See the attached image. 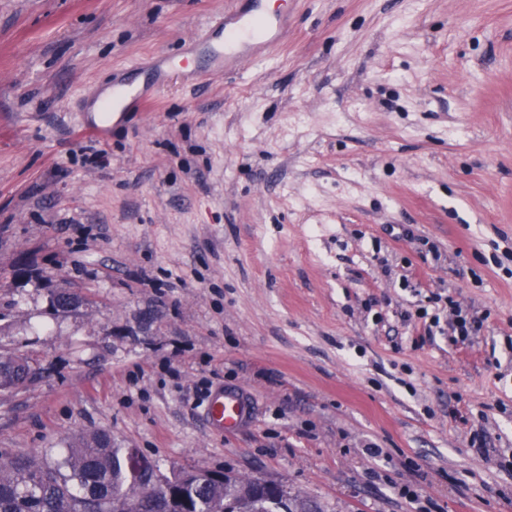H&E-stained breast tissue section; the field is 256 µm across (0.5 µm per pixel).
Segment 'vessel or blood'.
I'll return each mask as SVG.
<instances>
[{
  "label": "vessel or blood",
  "instance_id": "obj_1",
  "mask_svg": "<svg viewBox=\"0 0 512 512\" xmlns=\"http://www.w3.org/2000/svg\"><path fill=\"white\" fill-rule=\"evenodd\" d=\"M287 23V12L269 10L266 0H249L247 7L215 18L204 35L188 41L181 56L161 58L155 68L145 73L143 80L113 81L112 97L104 102L102 109L121 116L140 108L147 99L148 87L160 86L171 72L196 65L201 59L213 71L242 65L282 41ZM252 410L251 400L237 390L219 386L206 398L205 416L217 435L240 430Z\"/></svg>",
  "mask_w": 512,
  "mask_h": 512
}]
</instances>
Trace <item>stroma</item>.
<instances>
[{"label": "stroma", "mask_w": 512, "mask_h": 512, "mask_svg": "<svg viewBox=\"0 0 512 512\" xmlns=\"http://www.w3.org/2000/svg\"><path fill=\"white\" fill-rule=\"evenodd\" d=\"M243 4L0 0V354L36 372L0 454L104 431L325 512H512V0H288L280 45L170 74L88 162L111 74ZM437 295L470 340L425 334ZM205 416L211 431L224 436L240 430L252 414V402L241 391L218 386L206 398Z\"/></svg>", "instance_id": "obj_1"}]
</instances>
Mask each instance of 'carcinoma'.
<instances>
[{"mask_svg": "<svg viewBox=\"0 0 512 512\" xmlns=\"http://www.w3.org/2000/svg\"><path fill=\"white\" fill-rule=\"evenodd\" d=\"M29 366L21 356H0V390L23 384ZM252 480L225 482L209 470L166 476L136 473L127 450L106 433L78 438L58 457L0 455V512H318L298 498L251 492Z\"/></svg>", "mask_w": 512, "mask_h": 512, "instance_id": "cac0c4a2", "label": "carcinoma"}]
</instances>
